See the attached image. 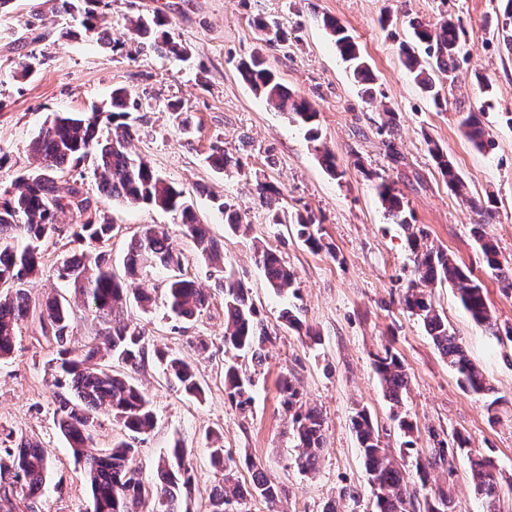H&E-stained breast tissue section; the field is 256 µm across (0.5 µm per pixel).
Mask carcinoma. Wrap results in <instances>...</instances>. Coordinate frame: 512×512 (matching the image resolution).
<instances>
[{"label": "carcinoma", "instance_id": "obj_1", "mask_svg": "<svg viewBox=\"0 0 512 512\" xmlns=\"http://www.w3.org/2000/svg\"><path fill=\"white\" fill-rule=\"evenodd\" d=\"M107 7L106 0H55L53 13L80 15L82 29L96 33L99 44L108 48L112 46V39L106 19ZM167 24L168 20L158 15L141 19L136 24L135 35L152 41L166 53L179 56L183 50L170 39L165 29ZM324 25L330 30L341 58L352 68L354 78L364 85L373 83L370 65L345 26L333 19L324 20ZM411 27L412 40L399 43V55L420 90L440 109L447 100L439 84L457 68L461 31L446 17L436 24L417 20ZM497 32L503 43L512 49V0H508ZM239 72L254 93L279 110L292 114L295 121L308 127L312 139H318L317 110L307 100L291 94L261 57L254 56L240 63ZM111 106L112 130L106 138L100 133L96 112L55 116L32 141L31 150L39 161L38 167L18 178L16 192L8 191L0 196V283L4 284L0 290V358L12 353L19 329L29 317L36 314L40 325L50 326L56 357L49 360V364L57 386L69 388V393L55 395L54 416L74 457L82 463L92 493V512H182L184 496L194 481L193 471L185 461V448L175 443L159 462V481H144L135 441L155 427L150 400L131 377L103 362L107 355L133 371L145 363L144 332L132 326L125 313L130 300L145 311L155 303L152 294L134 287L143 269L160 266L174 271L182 268V254L175 249L168 233L158 226H144L130 242L124 259L125 274L121 278L114 273L112 262L103 252L81 249L63 260L59 277L73 287L84 310L102 324L99 343L76 341V313L65 296L52 295L36 309L31 306L23 288L41 270L38 242L62 232L59 216L65 211L85 217L80 231L74 232L73 236L80 242L91 243H101L112 237L114 225L108 220L104 207L107 201L174 212L181 216L182 232L193 241L199 257L222 272L217 287L224 291V346L251 354L256 365L263 363V346L269 341V335L257 319L248 289L226 273L223 249L200 224L183 191L144 159L135 158L126 151L130 128L125 119L130 108L137 106V101L132 99L129 91L118 88L112 91ZM480 111V106L469 107L461 126L470 141L484 149L493 146L494 141L479 119ZM430 153L448 189L479 217L484 219L491 215L490 207L469 194L448 155L437 146L430 148ZM87 160L100 173L98 196L93 198L77 186L61 194L58 181L67 167ZM376 190L388 216L409 231L408 242L414 255L415 270L414 279L401 297L403 308L423 324L443 359L458 374L465 391L477 395L495 393L455 331L448 326V319L436 309L426 292V288L435 284L451 285L470 319L496 336L499 327L491 315L482 284L448 252L422 243L424 232L414 231L415 217L394 193L391 184L383 179L376 185ZM219 209L224 211L232 231L242 228V215L234 205L224 201L219 204ZM295 224L298 236L310 249L319 251L327 247L316 228L314 215L299 214ZM473 235L488 268L497 272L504 289H512V271H503L497 245L485 234L484 225H473ZM22 239L25 245L21 247L19 241ZM258 263L269 286L277 292L294 284V271L288 269L275 252L262 251ZM162 292L170 311L179 318L189 319L209 305L208 293L182 274L170 276ZM155 356L166 364L168 376L186 394L195 398L204 395L197 373L185 360L162 351L155 352ZM374 366L386 396L393 403H399L407 391L408 379L398 356L386 349L375 356ZM224 386L229 400L239 411L244 412L250 407V388L237 366L224 367ZM280 391L290 434L296 447L301 449L296 464L302 471L310 472L315 469L326 445L322 416L303 402L300 390L292 381L283 379ZM101 410L106 411L128 435V438L114 442L109 449H100L94 442L93 432ZM354 429L369 475L375 512H419L421 509L424 512H453L450 491L443 488L432 499L419 501L416 488L405 478L404 465L384 446L366 411L357 412ZM6 439L14 444L0 448V503H11L13 495L32 501L39 499L50 470L49 457L40 444L26 434L10 432ZM462 453L467 456L476 490L487 499V512H500L494 460L488 455L472 452L469 437L461 432L453 433L448 442L439 441L428 457L416 459V483L426 487L430 471L437 468L453 477L457 457ZM211 460L215 468L224 471V484L210 493L207 512H224V507L229 504L239 507L249 495H257L273 505L283 493V487L254 463L249 464L251 488H243L235 476L233 459L224 455L222 448L212 450Z\"/></svg>", "mask_w": 512, "mask_h": 512}]
</instances>
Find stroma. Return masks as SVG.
Returning <instances> with one entry per match:
<instances>
[{
  "instance_id": "stroma-1",
  "label": "stroma",
  "mask_w": 512,
  "mask_h": 512,
  "mask_svg": "<svg viewBox=\"0 0 512 512\" xmlns=\"http://www.w3.org/2000/svg\"><path fill=\"white\" fill-rule=\"evenodd\" d=\"M50 0H12L0 10V192L33 170L29 143L46 122L61 113L109 111L114 89L139 101L127 122V146L182 189L199 221L224 248L228 272L249 290L257 318L270 336L262 365L248 354L224 347V295L213 270L184 236L171 212L112 202L108 214L117 228L105 242L112 267L123 273L131 239L142 226L165 227L183 254V274L211 294L206 310L190 321L172 317L157 303L150 311L129 305L131 324L143 329L149 354L136 373L151 400L154 429L139 443L145 479L174 442H181L195 484L183 501L185 512H205L208 496L224 474L211 464L210 433L223 437L225 454L238 463L236 475L249 483L248 462L260 465L285 489L276 507L259 497L250 512H369L371 489L352 419L366 410L383 444L404 452L406 476L415 460L428 456L433 433L450 438L461 432L473 451L491 456L499 478L500 506L512 512V339L495 337L475 325L451 286H435L433 302L445 314L459 341L482 368L499 403L465 391L441 357L421 322L403 309L400 298L413 277L407 234L388 220L377 194L379 179L393 185L426 244L446 250L482 284L500 326L512 327V292H504L471 233L477 216L445 184L430 152L447 153L470 192L491 199L486 233L499 248L503 266L512 267V51L499 40L495 22L503 0H110L112 35L120 41L108 51L89 35L79 40L56 36L69 16L52 17ZM451 15L463 32L453 79L444 81L448 105L435 109L398 56L399 42L411 35L410 20L436 23ZM163 16L183 56L165 55L143 45L132 28L139 18ZM345 25L373 70L374 98L366 100L336 51L324 18ZM270 24L256 28V20ZM262 55L288 90L309 100L318 112V140H310L288 113L258 97L237 67ZM34 70L23 75L24 63ZM191 119L190 133L179 130L169 104ZM484 106L483 122L493 147L478 149L460 126V113ZM397 114L389 128L386 110ZM238 159L224 171L209 161L212 146ZM336 156L338 174L320 161L322 149ZM275 186L274 208L283 221L271 223L256 194L257 183ZM238 204L247 234L232 232L218 202ZM314 214L319 232L333 252L309 249L296 234V214ZM62 235L42 240L40 275L26 283L32 304L47 295L73 290L58 276L64 257L76 247L71 233L81 219L61 215ZM275 251L297 279L293 290L276 292L255 261V251ZM294 306L305 330L288 328L280 313ZM206 351H197L198 341ZM391 348L401 359L408 389L400 407L384 397L373 365L374 354ZM184 357L196 367L203 398L185 394L165 375L153 352ZM53 344L35 322H25L12 354L0 359V441L6 433L35 436L52 462L42 501L49 512H89L91 490L82 467L54 423L57 387L47 362ZM233 362L253 382V404L239 412L224 391V366ZM290 377L307 403L321 413L326 448L314 471H299L298 448L288 435L280 403L279 380ZM414 425L412 449L399 419ZM450 488L456 512H485L466 456L455 476L434 470L424 490Z\"/></svg>"
}]
</instances>
